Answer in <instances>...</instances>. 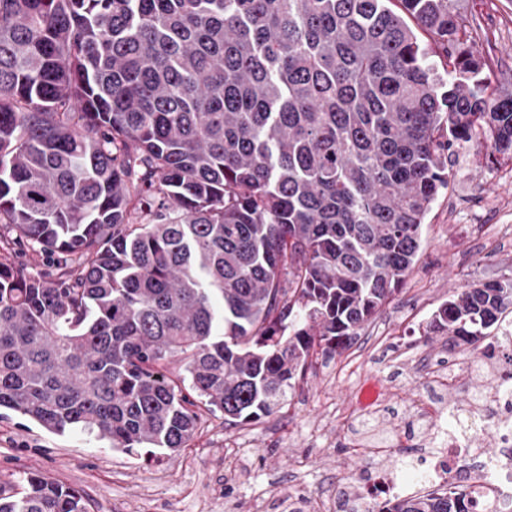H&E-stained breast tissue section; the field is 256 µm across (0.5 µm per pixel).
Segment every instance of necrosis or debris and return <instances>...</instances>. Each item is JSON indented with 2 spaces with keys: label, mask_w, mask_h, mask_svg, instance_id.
<instances>
[{
  "label": "necrosis or debris",
  "mask_w": 512,
  "mask_h": 512,
  "mask_svg": "<svg viewBox=\"0 0 512 512\" xmlns=\"http://www.w3.org/2000/svg\"><path fill=\"white\" fill-rule=\"evenodd\" d=\"M499 367L498 356L472 352L462 373L483 377V386L460 400L442 398L414 408L417 416L433 412L421 434V453L377 462L376 479L393 492L409 484L420 494L436 490L434 477L443 474L471 491L483 510L512 504V386L498 381ZM459 374L449 373L444 385L455 387Z\"/></svg>",
  "instance_id": "4bbe7bcc"
}]
</instances>
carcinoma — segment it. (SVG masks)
<instances>
[{
	"label": "carcinoma",
	"mask_w": 512,
	"mask_h": 512,
	"mask_svg": "<svg viewBox=\"0 0 512 512\" xmlns=\"http://www.w3.org/2000/svg\"><path fill=\"white\" fill-rule=\"evenodd\" d=\"M471 27L457 0H0V409L165 457L201 403L280 410L404 283L444 148L512 156ZM511 309L504 277L429 330L475 346ZM475 507L450 483L373 510ZM0 512L89 510L30 472Z\"/></svg>",
	"instance_id": "cac0c4a2"
}]
</instances>
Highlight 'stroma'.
I'll return each instance as SVG.
<instances>
[{
  "label": "stroma",
  "mask_w": 512,
  "mask_h": 512,
  "mask_svg": "<svg viewBox=\"0 0 512 512\" xmlns=\"http://www.w3.org/2000/svg\"><path fill=\"white\" fill-rule=\"evenodd\" d=\"M475 19V36L492 81L512 89V0H459ZM449 187L423 226V244L401 290L342 354L319 357L296 379L281 410L251 425L225 424L200 408L198 430L174 459L126 454L80 434L59 436L7 409L0 410V483L37 472L82 491L90 512H225L224 501L260 502L282 512L283 497L305 502L335 494L349 474L370 480L356 446L353 400L367 379L384 387L386 435L412 451L419 431L408 411L424 393V376L466 357L447 336L426 335L438 307L458 288L512 273V237L489 240L491 224L512 226V161L488 160L476 146L447 155Z\"/></svg>",
  "instance_id": "35a3bbf8"
}]
</instances>
